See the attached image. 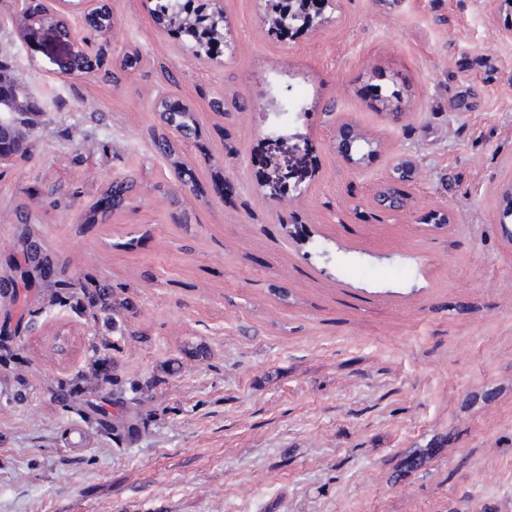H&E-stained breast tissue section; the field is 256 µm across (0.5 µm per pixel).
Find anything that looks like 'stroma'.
Instances as JSON below:
<instances>
[{
	"instance_id": "35a3bbf8",
	"label": "stroma",
	"mask_w": 512,
	"mask_h": 512,
	"mask_svg": "<svg viewBox=\"0 0 512 512\" xmlns=\"http://www.w3.org/2000/svg\"><path fill=\"white\" fill-rule=\"evenodd\" d=\"M485 2L340 0L284 42L267 0H224L200 58L118 0L105 33L72 16L95 67L63 79L0 0V83L25 78L0 119L29 146L0 165V512H512V16ZM286 85L291 112L252 109ZM163 96L195 118L185 194ZM403 160L408 208L384 211ZM99 284L113 318L89 316ZM339 139L337 145L338 153L350 164L358 165L364 159H354L351 151L352 144L357 141L358 133L354 125L344 122L339 126L338 129Z\"/></svg>"
}]
</instances>
